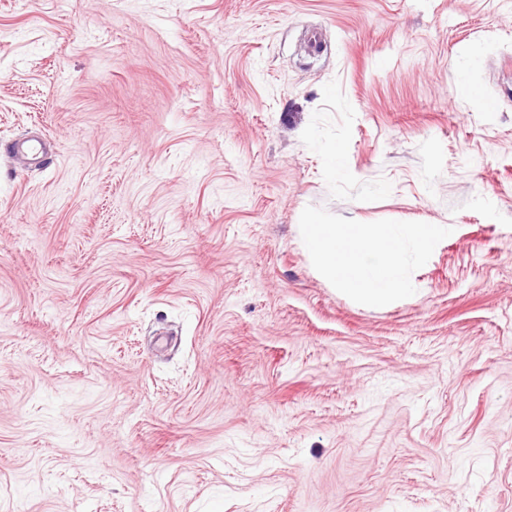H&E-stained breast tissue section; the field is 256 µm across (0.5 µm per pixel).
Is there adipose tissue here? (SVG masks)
<instances>
[{"instance_id":"ef3b65f1","label":"adipose tissue","mask_w":512,"mask_h":512,"mask_svg":"<svg viewBox=\"0 0 512 512\" xmlns=\"http://www.w3.org/2000/svg\"><path fill=\"white\" fill-rule=\"evenodd\" d=\"M436 226L414 224L396 229L380 224H325L310 218L306 246L315 264L344 293L390 299L405 293L402 251L405 241L426 249Z\"/></svg>"}]
</instances>
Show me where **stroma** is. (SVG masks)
Here are the masks:
<instances>
[{
	"mask_svg": "<svg viewBox=\"0 0 512 512\" xmlns=\"http://www.w3.org/2000/svg\"><path fill=\"white\" fill-rule=\"evenodd\" d=\"M0 512H512V0H0ZM306 246L315 264L344 293L390 299L407 291L402 277V251L412 240L423 252L434 239L435 225L396 229L380 224H323L311 217Z\"/></svg>",
	"mask_w": 512,
	"mask_h": 512,
	"instance_id": "stroma-1",
	"label": "stroma"
}]
</instances>
